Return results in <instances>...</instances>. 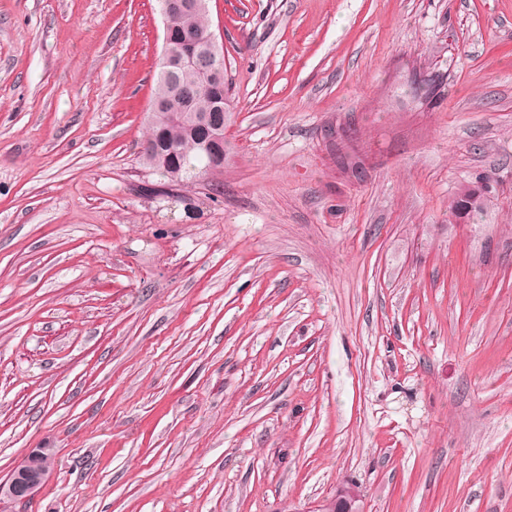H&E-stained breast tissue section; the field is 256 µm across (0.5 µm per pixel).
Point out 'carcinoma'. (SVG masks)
<instances>
[{
	"label": "carcinoma",
	"mask_w": 512,
	"mask_h": 512,
	"mask_svg": "<svg viewBox=\"0 0 512 512\" xmlns=\"http://www.w3.org/2000/svg\"><path fill=\"white\" fill-rule=\"evenodd\" d=\"M208 15L195 13L175 14L169 18L175 40L193 31L204 36L208 33ZM176 78L191 95L190 109L193 112L213 110V98L217 93L224 94V121L233 123V106L229 95V83L223 81L222 87L211 84L193 71L176 73ZM149 134L141 150L143 165L167 179L169 186L193 183L205 176H214L224 169V165L215 164L211 155L204 150L209 140L208 131L187 125L177 115V111L151 112L148 115Z\"/></svg>",
	"instance_id": "1"
}]
</instances>
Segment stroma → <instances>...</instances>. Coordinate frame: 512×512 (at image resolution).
I'll return each instance as SVG.
<instances>
[{"label": "stroma", "mask_w": 512, "mask_h": 512, "mask_svg": "<svg viewBox=\"0 0 512 512\" xmlns=\"http://www.w3.org/2000/svg\"><path fill=\"white\" fill-rule=\"evenodd\" d=\"M208 5L235 150L172 197L158 0H0V480L56 451L0 512H512V0ZM46 449H32L7 478L1 479L0 503L5 499L12 502L30 501L39 494L54 467ZM362 494L354 484L337 487L335 495L318 512H363Z\"/></svg>", "instance_id": "35a3bbf8"}]
</instances>
